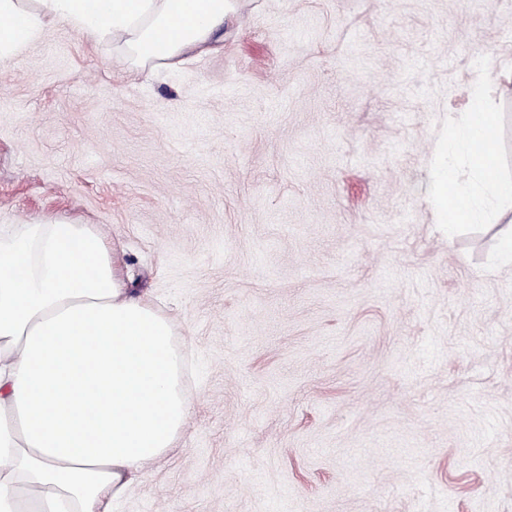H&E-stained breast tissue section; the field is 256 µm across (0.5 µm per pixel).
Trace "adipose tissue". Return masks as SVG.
<instances>
[{"mask_svg":"<svg viewBox=\"0 0 512 512\" xmlns=\"http://www.w3.org/2000/svg\"><path fill=\"white\" fill-rule=\"evenodd\" d=\"M0 0V61L51 23L172 67L217 51L233 0ZM169 315L92 224L0 226V512H112L176 447L189 400Z\"/></svg>","mask_w":512,"mask_h":512,"instance_id":"adipose-tissue-1","label":"adipose tissue"}]
</instances>
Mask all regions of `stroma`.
<instances>
[{
    "label": "stroma",
    "mask_w": 512,
    "mask_h": 512,
    "mask_svg": "<svg viewBox=\"0 0 512 512\" xmlns=\"http://www.w3.org/2000/svg\"><path fill=\"white\" fill-rule=\"evenodd\" d=\"M512 0H236L218 53L0 64V225L98 226L190 360L182 439L114 512H512V265L427 197Z\"/></svg>",
    "instance_id": "1"
}]
</instances>
